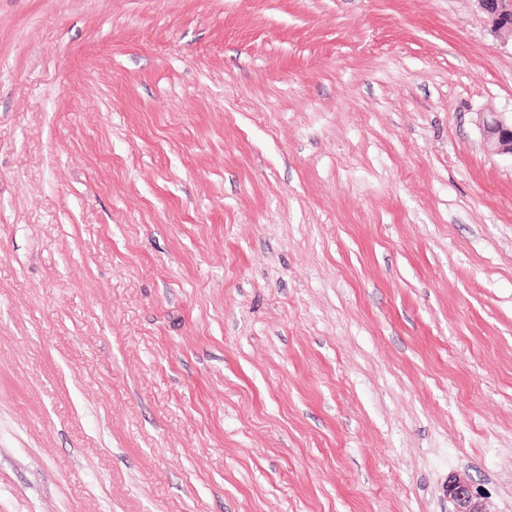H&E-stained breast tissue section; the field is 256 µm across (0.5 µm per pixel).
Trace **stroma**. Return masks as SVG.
I'll return each instance as SVG.
<instances>
[{
    "label": "stroma",
    "instance_id": "35a3bbf8",
    "mask_svg": "<svg viewBox=\"0 0 512 512\" xmlns=\"http://www.w3.org/2000/svg\"><path fill=\"white\" fill-rule=\"evenodd\" d=\"M482 112L473 0H0V512H512ZM448 500L453 506L450 512H488L484 497L471 484L456 477L448 479Z\"/></svg>",
    "mask_w": 512,
    "mask_h": 512
}]
</instances>
